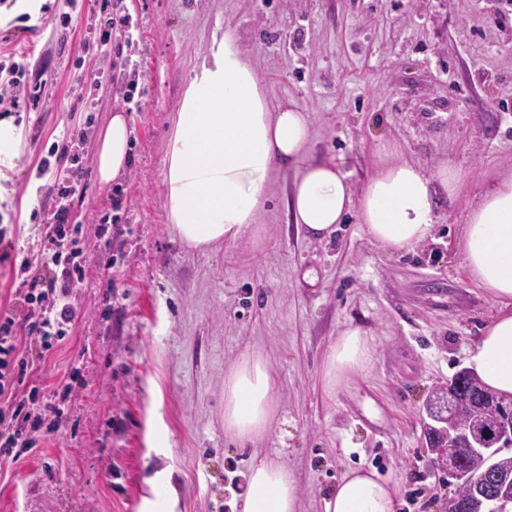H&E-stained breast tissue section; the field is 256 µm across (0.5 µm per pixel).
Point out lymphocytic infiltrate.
<instances>
[{
    "mask_svg": "<svg viewBox=\"0 0 512 512\" xmlns=\"http://www.w3.org/2000/svg\"><path fill=\"white\" fill-rule=\"evenodd\" d=\"M79 162L75 156L70 165L54 167L44 160L36 168L37 178L53 182L49 219L37 258L21 261V278L10 293L11 307L23 316L0 318V461L18 459L22 450L55 431L44 423L56 406L40 386L36 368L64 340L85 281L78 248L82 227L74 223L72 209L85 194ZM26 382L29 394L19 395Z\"/></svg>",
    "mask_w": 512,
    "mask_h": 512,
    "instance_id": "lymphocytic-infiltrate-1",
    "label": "lymphocytic infiltrate"
}]
</instances>
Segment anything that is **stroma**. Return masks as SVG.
<instances>
[{"label":"stroma","mask_w":512,"mask_h":512,"mask_svg":"<svg viewBox=\"0 0 512 512\" xmlns=\"http://www.w3.org/2000/svg\"><path fill=\"white\" fill-rule=\"evenodd\" d=\"M103 2L0 5V63L17 50L30 62L16 105L0 109V229L17 257L36 256L48 216L36 166L72 130L84 135L87 186L73 207L85 286L37 371L61 396L59 430L0 464V512H240L234 494L256 454L292 471L299 512H324L351 467L388 480L396 512H448L424 404L497 312L462 268L457 239L476 196L512 173V0H122L139 69L131 91L100 51ZM33 7L45 22L21 32L16 18ZM230 30L269 103L308 112L316 154L354 189L385 138L427 167L463 166L468 180L432 240L391 254L349 221L329 242L310 241L288 220L295 167L274 175L263 250L179 239L163 158L189 83ZM123 111L130 164L103 183L97 135ZM117 198L121 219L99 234ZM349 324L373 336L374 357L330 395L322 362ZM248 350L269 360L280 406L253 446L224 435V372Z\"/></svg>","instance_id":"obj_1"}]
</instances>
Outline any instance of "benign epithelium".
<instances>
[{
	"label": "benign epithelium",
	"mask_w": 512,
	"mask_h": 512,
	"mask_svg": "<svg viewBox=\"0 0 512 512\" xmlns=\"http://www.w3.org/2000/svg\"><path fill=\"white\" fill-rule=\"evenodd\" d=\"M457 398L453 390L446 388L436 402L425 406L427 417H432L446 424L445 446L433 449L437 454L441 470L453 475L459 481L476 484L483 481L486 473L494 469L490 465L485 470H474L466 464L465 456L476 457L487 462L496 458L503 448L512 447V415H507L496 422V442L500 447L488 445V441L478 436L467 427L459 426L454 421ZM499 492L493 498L494 506L489 512H512V480L506 478L498 483Z\"/></svg>",
	"instance_id": "benign-epithelium-1"
}]
</instances>
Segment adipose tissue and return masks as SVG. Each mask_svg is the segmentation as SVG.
Wrapping results in <instances>:
<instances>
[{"label": "adipose tissue", "mask_w": 512, "mask_h": 512, "mask_svg": "<svg viewBox=\"0 0 512 512\" xmlns=\"http://www.w3.org/2000/svg\"><path fill=\"white\" fill-rule=\"evenodd\" d=\"M131 129L112 115L97 136L101 182L128 163ZM307 112L296 104L271 107L251 58L225 35L190 82L164 157L166 201L174 228L190 246L248 241L261 247L258 217L271 199L275 171L303 164L287 197L288 214L309 238L322 241L348 216L379 249L403 252L431 238L444 204L461 191L465 172L444 160L428 169L403 157L398 142L380 143L375 170L360 193L336 163L313 158ZM461 264L498 305L466 367L497 395L512 397V174L500 176L472 205L461 227ZM372 336L342 329L322 362L321 383L335 393L373 358ZM275 379L264 355L243 353L224 375V432L240 444L256 443L276 415ZM298 489L279 460L254 459L240 494V512H297ZM393 487L376 472L348 469L325 501V512H395Z\"/></svg>", "instance_id": "ef3b65f1"}]
</instances>
